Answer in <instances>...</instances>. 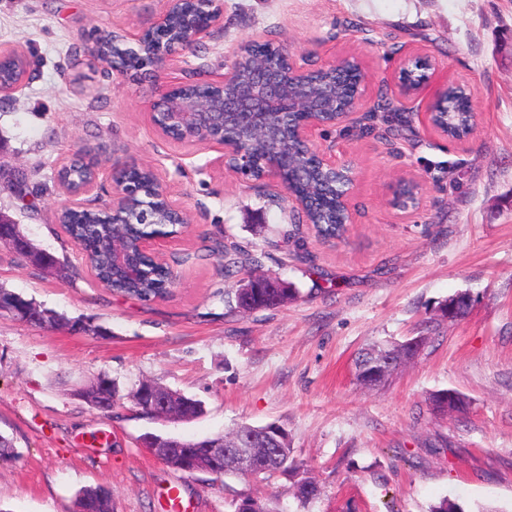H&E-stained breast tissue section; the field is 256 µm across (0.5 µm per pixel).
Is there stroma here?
<instances>
[{
	"label": "stroma",
	"mask_w": 512,
	"mask_h": 512,
	"mask_svg": "<svg viewBox=\"0 0 512 512\" xmlns=\"http://www.w3.org/2000/svg\"><path fill=\"white\" fill-rule=\"evenodd\" d=\"M165 0H0V48L23 51L36 73L0 106V212L43 250L67 257L72 278L0 246V286L102 336L0 318V512H75L79 491L105 485L115 512H234L252 495L275 512H429L447 498L465 512H512V0H223L224 22L176 50L159 79L105 72L92 30L139 33ZM271 40L310 67L361 62L364 105L313 135L352 169L354 222L326 240L271 180L215 165L217 149L160 135L150 105L169 81L210 82L241 45ZM434 66L427 96L390 123L372 110L395 100L402 63ZM474 89L473 135L452 142L423 116L448 84ZM89 154L106 169L147 165L191 219L164 246L177 280L160 300L100 285L57 221L69 197L56 168ZM403 180L418 202L394 207ZM262 254L258 273L294 295L254 312L234 290L219 245ZM461 318L438 308L457 294ZM426 339L420 355L374 388L355 378L372 344ZM107 376L120 404L104 413L74 397ZM203 401L179 422L141 416L140 381ZM463 406L434 411L432 394ZM278 422L291 455L319 486L298 501L292 472L243 478L186 474L149 453L146 434L202 440Z\"/></svg>",
	"instance_id": "1"
}]
</instances>
